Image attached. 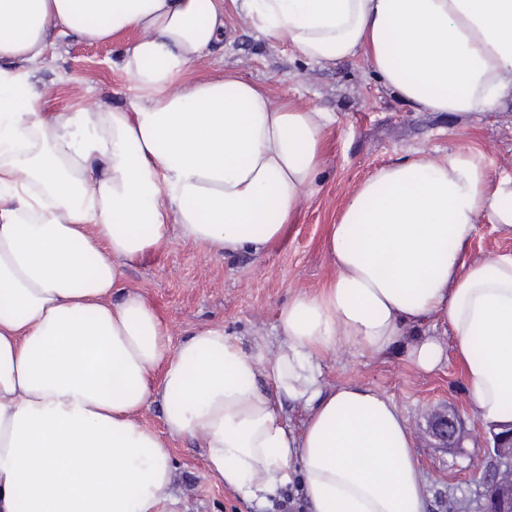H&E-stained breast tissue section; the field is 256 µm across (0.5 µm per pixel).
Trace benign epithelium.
I'll return each instance as SVG.
<instances>
[{
	"mask_svg": "<svg viewBox=\"0 0 512 512\" xmlns=\"http://www.w3.org/2000/svg\"><path fill=\"white\" fill-rule=\"evenodd\" d=\"M428 432L439 444L459 448L463 440L458 418L454 414L436 416ZM492 446L488 449L490 465L485 467L481 512H512V426L490 428Z\"/></svg>",
	"mask_w": 512,
	"mask_h": 512,
	"instance_id": "obj_1",
	"label": "benign epithelium"
}]
</instances>
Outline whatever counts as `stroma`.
Segmentation results:
<instances>
[{"label":"stroma","mask_w":512,"mask_h":512,"mask_svg":"<svg viewBox=\"0 0 512 512\" xmlns=\"http://www.w3.org/2000/svg\"><path fill=\"white\" fill-rule=\"evenodd\" d=\"M117 46L62 42L33 77L40 107L71 112L83 105L131 109L134 82L113 65ZM260 82L277 98L324 113L322 166L315 187L280 237L252 253L218 254L184 239L170 225L166 240L125 262V288L141 292L173 341L214 323L259 347L263 360L278 350L279 310L301 292L314 293L336 278L327 250L331 224L381 167L406 157L439 160L455 148L479 154L491 187L512 182V100L492 112H430L405 105L363 57L331 65L311 61L263 37L245 15L235 16L212 54L195 62L193 80H218L225 72ZM512 255V229L488 211L476 219L466 258ZM355 382L390 397L406 416L427 481L428 512H477L479 473L488 453L489 428L471 410L465 377L455 359L431 373L416 370L403 349L383 355L345 349L324 363V383ZM455 412L462 448L436 447L426 427L440 411ZM178 512H301L290 494L263 507L224 490L202 466L199 449L172 441Z\"/></svg>","instance_id":"obj_1"}]
</instances>
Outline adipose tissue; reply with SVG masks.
<instances>
[{"label":"adipose tissue","mask_w":512,"mask_h":512,"mask_svg":"<svg viewBox=\"0 0 512 512\" xmlns=\"http://www.w3.org/2000/svg\"><path fill=\"white\" fill-rule=\"evenodd\" d=\"M235 11L306 58L365 56L417 109L512 97V0H0V512H176L173 439L249 502L293 483L305 512H426L396 404L322 382L328 355L384 353L409 326L415 368L455 357L481 420H512V256L466 259L480 211L512 228V185L489 191L472 152L406 158L362 185L328 234L336 279L280 310L271 361L220 324L172 343L121 287L123 261L170 224L255 252L315 185L321 113L231 72L187 77ZM129 30L117 65L132 111L38 110L31 76L62 40ZM432 315L449 345L422 331ZM154 403L160 431L140 420Z\"/></svg>","instance_id":"obj_1"}]
</instances>
